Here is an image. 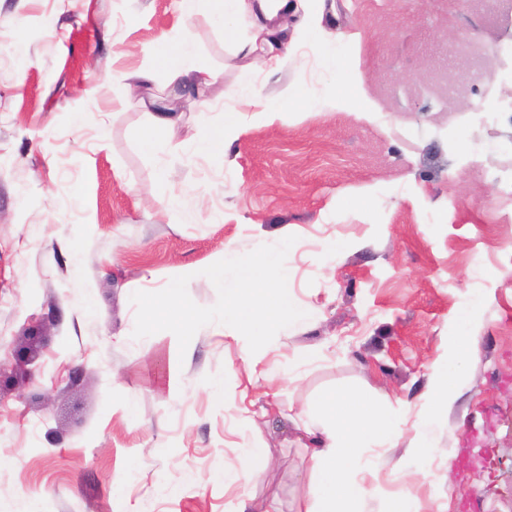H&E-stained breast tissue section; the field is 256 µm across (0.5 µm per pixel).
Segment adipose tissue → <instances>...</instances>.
<instances>
[{"label": "adipose tissue", "instance_id": "1", "mask_svg": "<svg viewBox=\"0 0 512 512\" xmlns=\"http://www.w3.org/2000/svg\"><path fill=\"white\" fill-rule=\"evenodd\" d=\"M180 9L188 18L205 11L218 15L224 21V41L232 57L274 73L288 64L289 47L296 38L319 40L327 6L326 0H180ZM191 55L185 38L163 36L152 50L151 65L129 72L127 78L131 85L140 86L153 83L162 73L176 91L221 79V72L191 63ZM304 100L303 91L295 86L287 88L272 105L253 96L250 111L225 113L224 123L218 127L196 126L184 141L185 149L196 156L225 161L243 126L285 121ZM149 106V120L138 133V144L145 154L153 155L162 149L180 117L168 96L152 98ZM299 418L306 430L319 433L312 451L314 481L308 490L306 512H361L365 500L379 490L378 468L362 465L361 452L381 442L397 441L394 417L379 403L357 406L351 403L349 393L331 390L302 410Z\"/></svg>", "mask_w": 512, "mask_h": 512}]
</instances>
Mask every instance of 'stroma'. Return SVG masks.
<instances>
[{
  "mask_svg": "<svg viewBox=\"0 0 512 512\" xmlns=\"http://www.w3.org/2000/svg\"><path fill=\"white\" fill-rule=\"evenodd\" d=\"M322 28L334 63L299 40L268 76L178 0H0V512H231L246 494L298 512L312 438L286 414L334 388L410 407L397 446L371 450L386 467L364 512H385L394 468L427 512H512V202L497 180L512 170V80L495 54L512 42V0H336ZM175 31L223 74L176 106L210 101L217 126L246 109L231 88L298 86L307 103L245 126L225 167L189 158L180 134L144 154L147 110L117 100ZM288 232L307 317L260 359L217 322L184 352L165 331L133 338L134 292L186 275L213 306L202 271L225 246L244 255ZM470 328L477 356L455 354ZM439 366L455 399L435 452L415 456ZM259 450L262 483H225Z\"/></svg>",
  "mask_w": 512,
  "mask_h": 512,
  "instance_id": "stroma-1",
  "label": "stroma"
}]
</instances>
